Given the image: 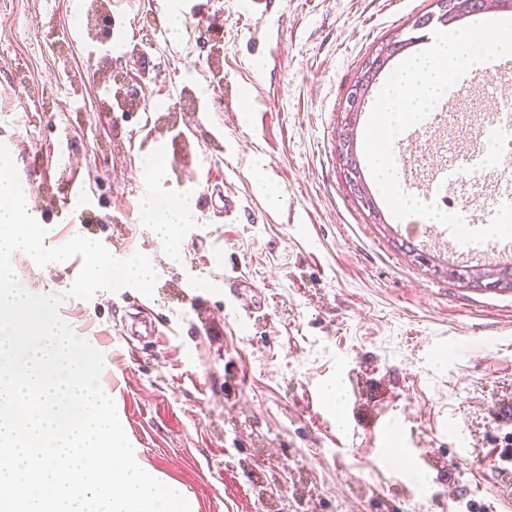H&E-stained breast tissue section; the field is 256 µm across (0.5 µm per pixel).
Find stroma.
<instances>
[{"mask_svg": "<svg viewBox=\"0 0 512 512\" xmlns=\"http://www.w3.org/2000/svg\"><path fill=\"white\" fill-rule=\"evenodd\" d=\"M182 17L163 37L147 16ZM436 0H0V144L56 247L77 235L145 254L153 296L67 292L83 261L12 263L112 372L105 393L137 458L185 489L193 512H512V290L434 273L364 172L338 158L345 96L382 44L409 38ZM122 52L91 53L101 19ZM430 129L405 135L400 186L429 201L436 171L476 149L512 58L466 73ZM154 136H147V127ZM163 165L154 182L142 166ZM263 168L281 203L255 188ZM82 183L84 202L69 190ZM236 204L213 211L211 183ZM190 196L172 253L140 212ZM248 280L266 320L224 281ZM147 316L159 333L127 345ZM343 387L340 404L327 390ZM390 417L378 427V416ZM498 466H491V459Z\"/></svg>", "mask_w": 512, "mask_h": 512, "instance_id": "obj_1", "label": "stroma"}]
</instances>
